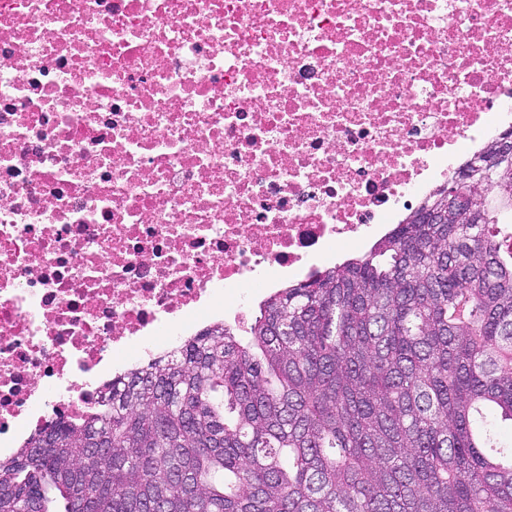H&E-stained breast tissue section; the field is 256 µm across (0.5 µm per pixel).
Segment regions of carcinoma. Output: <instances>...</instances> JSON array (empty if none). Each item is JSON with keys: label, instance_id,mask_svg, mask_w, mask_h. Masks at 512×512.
<instances>
[{"label": "carcinoma", "instance_id": "obj_1", "mask_svg": "<svg viewBox=\"0 0 512 512\" xmlns=\"http://www.w3.org/2000/svg\"><path fill=\"white\" fill-rule=\"evenodd\" d=\"M457 178L0 458V512H512V130Z\"/></svg>", "mask_w": 512, "mask_h": 512}]
</instances>
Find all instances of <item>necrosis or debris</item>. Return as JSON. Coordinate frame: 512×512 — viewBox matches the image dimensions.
I'll return each mask as SVG.
<instances>
[{
	"label": "necrosis or debris",
	"mask_w": 512,
	"mask_h": 512,
	"mask_svg": "<svg viewBox=\"0 0 512 512\" xmlns=\"http://www.w3.org/2000/svg\"><path fill=\"white\" fill-rule=\"evenodd\" d=\"M512 130V0H0V453Z\"/></svg>",
	"instance_id": "obj_1"
}]
</instances>
